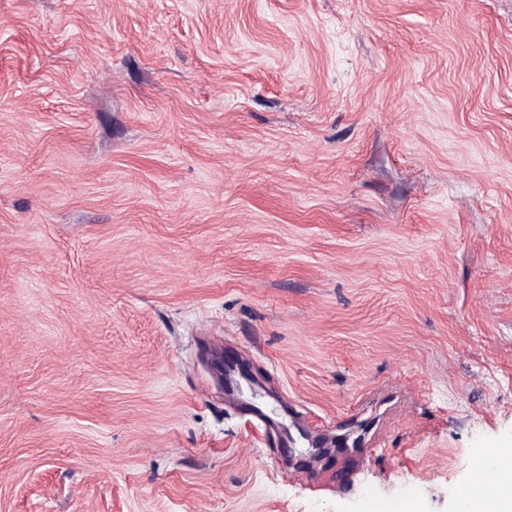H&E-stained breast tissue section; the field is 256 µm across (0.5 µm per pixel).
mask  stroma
Listing matches in <instances>:
<instances>
[{"instance_id": "obj_1", "label": "stroma", "mask_w": 512, "mask_h": 512, "mask_svg": "<svg viewBox=\"0 0 512 512\" xmlns=\"http://www.w3.org/2000/svg\"><path fill=\"white\" fill-rule=\"evenodd\" d=\"M506 446L512 0H0V512H456Z\"/></svg>"}]
</instances>
